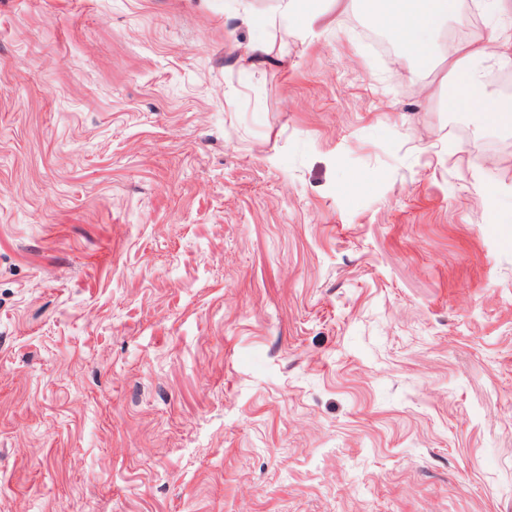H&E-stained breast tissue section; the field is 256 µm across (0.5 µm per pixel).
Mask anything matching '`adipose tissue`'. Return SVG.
I'll use <instances>...</instances> for the list:
<instances>
[{"label":"adipose tissue","instance_id":"adipose-tissue-1","mask_svg":"<svg viewBox=\"0 0 512 512\" xmlns=\"http://www.w3.org/2000/svg\"><path fill=\"white\" fill-rule=\"evenodd\" d=\"M459 7V0H382L376 17L395 31L402 56L423 69L447 67L461 89L460 95L451 99V108L479 113L491 125L511 124L512 101L486 94L482 77L485 70L512 67V34L467 40L448 54L435 53V35Z\"/></svg>","mask_w":512,"mask_h":512}]
</instances>
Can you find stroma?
<instances>
[{
  "mask_svg": "<svg viewBox=\"0 0 512 512\" xmlns=\"http://www.w3.org/2000/svg\"><path fill=\"white\" fill-rule=\"evenodd\" d=\"M300 2L0 0V512H512V126ZM296 0H286L284 13L289 23L305 30H311L320 20V14L314 10L301 12L297 8Z\"/></svg>",
  "mask_w": 512,
  "mask_h": 512,
  "instance_id": "stroma-1",
  "label": "stroma"
}]
</instances>
